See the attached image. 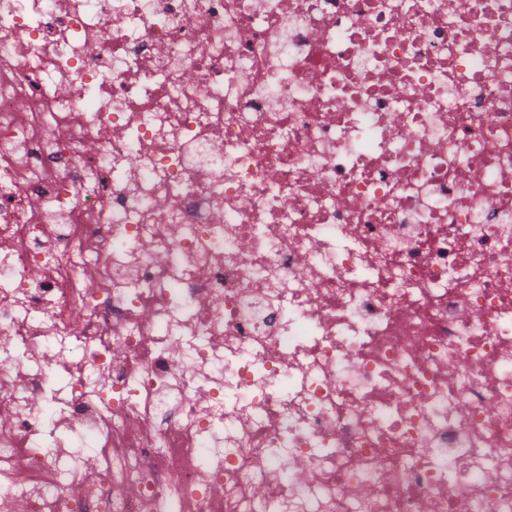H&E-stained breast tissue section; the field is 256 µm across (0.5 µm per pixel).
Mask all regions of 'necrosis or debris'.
<instances>
[{
    "label": "necrosis or debris",
    "instance_id": "necrosis-or-debris-1",
    "mask_svg": "<svg viewBox=\"0 0 512 512\" xmlns=\"http://www.w3.org/2000/svg\"><path fill=\"white\" fill-rule=\"evenodd\" d=\"M18 506L512 512V0H0Z\"/></svg>",
    "mask_w": 512,
    "mask_h": 512
}]
</instances>
